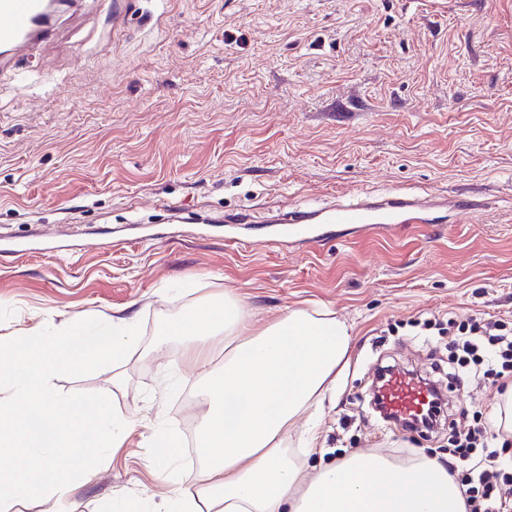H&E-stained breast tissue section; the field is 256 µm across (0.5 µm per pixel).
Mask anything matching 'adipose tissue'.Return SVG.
Here are the masks:
<instances>
[{"label": "adipose tissue", "mask_w": 512, "mask_h": 512, "mask_svg": "<svg viewBox=\"0 0 512 512\" xmlns=\"http://www.w3.org/2000/svg\"><path fill=\"white\" fill-rule=\"evenodd\" d=\"M170 333L224 337L199 443L205 482L196 493L177 488L174 512H200L203 498L218 512H465L462 490L434 458L353 452L307 469L323 402L350 353V328L334 313L296 308L257 329L228 291Z\"/></svg>", "instance_id": "ef3b65f1"}]
</instances>
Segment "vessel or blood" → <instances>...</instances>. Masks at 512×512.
<instances>
[{"label":"vessel or blood","instance_id":"b4317fda","mask_svg":"<svg viewBox=\"0 0 512 512\" xmlns=\"http://www.w3.org/2000/svg\"><path fill=\"white\" fill-rule=\"evenodd\" d=\"M47 6V0H0V50L24 52L35 37L47 34ZM445 205L472 218L479 217L484 209L481 201L461 195L446 202L433 195L391 191L372 196L355 191L347 199L322 206L289 208L288 212L273 216L272 221L280 226L281 240L317 247L326 240L319 230L323 224L353 226L374 234L391 224L439 223L436 211ZM383 393L388 409L406 417L421 415L429 402L424 386L403 377L393 378Z\"/></svg>","mask_w":512,"mask_h":512}]
</instances>
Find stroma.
<instances>
[{"instance_id":"1","label":"stroma","mask_w":512,"mask_h":512,"mask_svg":"<svg viewBox=\"0 0 512 512\" xmlns=\"http://www.w3.org/2000/svg\"><path fill=\"white\" fill-rule=\"evenodd\" d=\"M127 30L112 0H73L55 34L0 75V340L122 316L141 328L119 363L55 379L103 393L127 421L95 477L63 503L169 512L151 450L199 439L224 345L156 339L232 290L257 327L325 306L353 328L325 400L331 457L448 455L450 423L492 417L501 384L448 386L437 324L512 320V0H141ZM462 194L479 222L408 224L327 242H274L226 224L353 190ZM182 210L176 221L166 204ZM445 384L438 428L404 433L369 405L380 367Z\"/></svg>"}]
</instances>
